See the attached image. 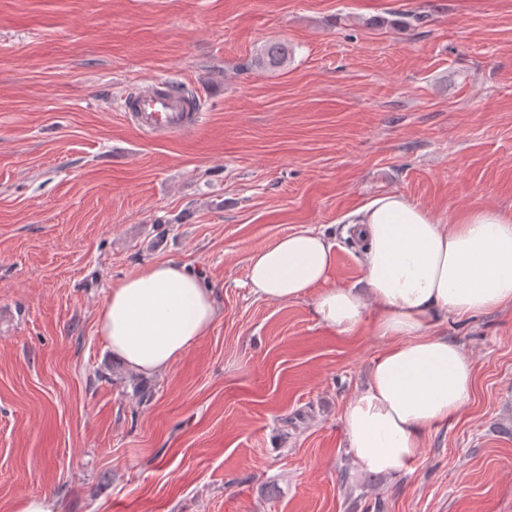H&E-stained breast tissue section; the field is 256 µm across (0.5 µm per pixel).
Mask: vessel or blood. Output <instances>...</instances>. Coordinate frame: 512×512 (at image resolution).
Listing matches in <instances>:
<instances>
[{
    "label": "vessel or blood",
    "instance_id": "obj_1",
    "mask_svg": "<svg viewBox=\"0 0 512 512\" xmlns=\"http://www.w3.org/2000/svg\"><path fill=\"white\" fill-rule=\"evenodd\" d=\"M125 108L140 133L146 136L181 135L189 132L199 119L198 113L186 111L163 81L135 93L126 100Z\"/></svg>",
    "mask_w": 512,
    "mask_h": 512
}]
</instances>
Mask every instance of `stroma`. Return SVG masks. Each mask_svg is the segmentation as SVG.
I'll return each instance as SVG.
<instances>
[{"label": "stroma", "instance_id": "35a3bbf8", "mask_svg": "<svg viewBox=\"0 0 512 512\" xmlns=\"http://www.w3.org/2000/svg\"><path fill=\"white\" fill-rule=\"evenodd\" d=\"M272 42L283 67L251 68ZM159 80L194 94L191 131L127 121ZM388 193L512 211V0H0V512H512V308L439 318L471 400L380 475L343 412L387 339L249 285L255 250L305 230L357 284L343 218ZM162 261L219 315L143 377L97 318Z\"/></svg>", "mask_w": 512, "mask_h": 512}]
</instances>
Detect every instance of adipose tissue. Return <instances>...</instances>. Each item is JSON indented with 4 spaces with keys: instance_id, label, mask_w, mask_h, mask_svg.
Here are the masks:
<instances>
[{
    "instance_id": "ef3b65f1",
    "label": "adipose tissue",
    "mask_w": 512,
    "mask_h": 512,
    "mask_svg": "<svg viewBox=\"0 0 512 512\" xmlns=\"http://www.w3.org/2000/svg\"><path fill=\"white\" fill-rule=\"evenodd\" d=\"M346 221L364 243L360 284H331L333 246L310 230L253 252L248 279L267 302L311 297L317 318L339 335L355 334L369 317L375 333L389 339L343 422L355 463L395 474L415 458L426 428L470 401L472 360L431 330L443 313L466 316L512 305V213L476 206L444 223L390 193ZM218 314L202 277L168 261L113 284L98 325L127 369L151 375L206 336Z\"/></svg>"
}]
</instances>
